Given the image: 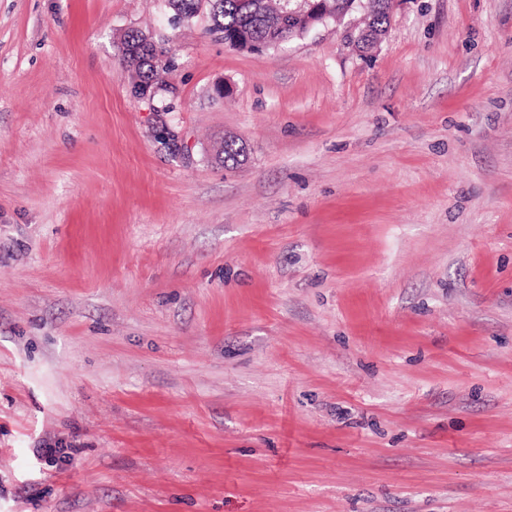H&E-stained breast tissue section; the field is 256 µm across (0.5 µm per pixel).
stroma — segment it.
Returning a JSON list of instances; mask_svg holds the SVG:
<instances>
[{"instance_id": "stroma-1", "label": "stroma", "mask_w": 512, "mask_h": 512, "mask_svg": "<svg viewBox=\"0 0 512 512\" xmlns=\"http://www.w3.org/2000/svg\"><path fill=\"white\" fill-rule=\"evenodd\" d=\"M364 16L0 0V512H512V0ZM173 25L189 21L200 13L201 0H164ZM299 1L301 0H207L204 9L207 10L211 24L206 32L213 36L221 35L226 44L234 41L240 34L247 33L252 39L245 37L239 41L238 46L241 49L262 52L279 45L278 42L264 39L288 37L290 16L294 27L306 34L318 25L340 21L338 17L346 15L355 3L351 2L343 15L336 16L331 11L348 6V0H310L331 11L300 8L288 16V12L300 4ZM310 1L303 0L302 3ZM391 0H389V3ZM387 0H367L366 10L369 15V23L364 30L368 29L367 37L387 30L390 25V5ZM144 31L131 29L127 31L123 37L122 43L125 45V53L118 59V66L130 71L135 79V92L139 93L145 87L158 88L159 94H170L171 89L175 88L165 78L175 69V61H162L158 59L151 51H139L145 41ZM150 35H146V43L153 48L156 55L162 59L168 58L166 51L164 53L160 46L150 39ZM155 95V96H156ZM248 157L245 143L237 136L225 135L214 150L215 162L224 168H234L242 165Z\"/></svg>"}]
</instances>
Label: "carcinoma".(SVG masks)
Here are the masks:
<instances>
[{"instance_id":"1","label":"carcinoma","mask_w":512,"mask_h":512,"mask_svg":"<svg viewBox=\"0 0 512 512\" xmlns=\"http://www.w3.org/2000/svg\"><path fill=\"white\" fill-rule=\"evenodd\" d=\"M171 13L170 21L176 25L188 21L207 10L210 26L206 33L219 35L229 44L240 34L255 40L288 36V12L299 5V0H164ZM369 23L368 35L372 36L390 25L388 0H366ZM145 41L144 31L131 29L123 37L125 53L118 59V66L132 73L135 92L146 87L158 88V93L169 94L173 85L166 75L175 69V62L158 59L152 52L140 50ZM248 157L245 143L237 136L226 135L214 150V159L226 168L242 165Z\"/></svg>"}]
</instances>
